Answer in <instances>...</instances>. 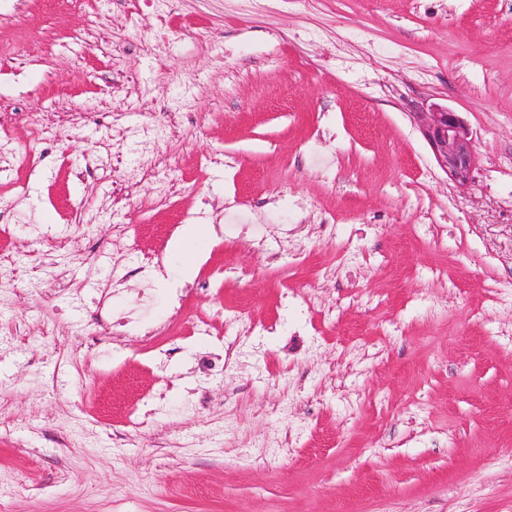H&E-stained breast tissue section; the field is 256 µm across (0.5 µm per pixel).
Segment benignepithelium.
Wrapping results in <instances>:
<instances>
[{
    "label": "benign epithelium",
    "instance_id": "7a95c632",
    "mask_svg": "<svg viewBox=\"0 0 512 512\" xmlns=\"http://www.w3.org/2000/svg\"><path fill=\"white\" fill-rule=\"evenodd\" d=\"M415 116L441 170L460 186L470 184L476 168V154L472 131L460 113L434 103L427 111L417 112Z\"/></svg>",
    "mask_w": 512,
    "mask_h": 512
}]
</instances>
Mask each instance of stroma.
<instances>
[{"label": "stroma", "instance_id": "35a3bbf8", "mask_svg": "<svg viewBox=\"0 0 512 512\" xmlns=\"http://www.w3.org/2000/svg\"><path fill=\"white\" fill-rule=\"evenodd\" d=\"M0 59V512H512V0H0ZM415 116L441 170L460 186L470 184L476 154L472 131L460 113L434 103L426 112H417ZM180 237L174 242V248L183 259V273L185 277H191L194 270L193 248L191 244L203 233V229L197 224H188Z\"/></svg>", "mask_w": 512, "mask_h": 512}]
</instances>
